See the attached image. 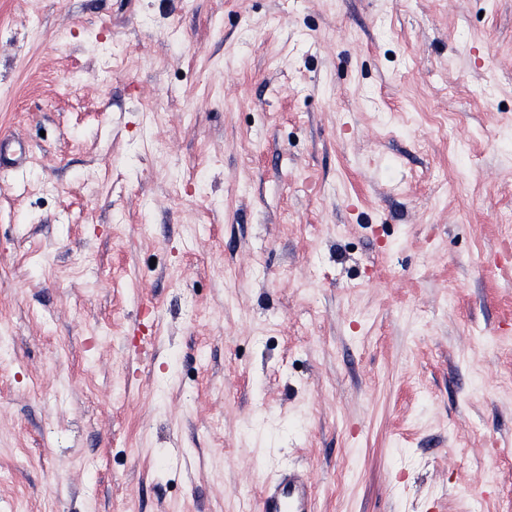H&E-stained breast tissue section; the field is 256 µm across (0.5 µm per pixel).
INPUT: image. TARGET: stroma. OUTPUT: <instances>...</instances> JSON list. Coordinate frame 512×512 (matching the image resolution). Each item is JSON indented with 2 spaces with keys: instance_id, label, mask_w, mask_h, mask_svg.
<instances>
[{
  "instance_id": "35a3bbf8",
  "label": "stroma",
  "mask_w": 512,
  "mask_h": 512,
  "mask_svg": "<svg viewBox=\"0 0 512 512\" xmlns=\"http://www.w3.org/2000/svg\"><path fill=\"white\" fill-rule=\"evenodd\" d=\"M0 512H512V0H0ZM30 149L28 144L20 140L0 141V172H17L28 164ZM313 479L304 470L288 469L266 486L259 512H312Z\"/></svg>"
}]
</instances>
